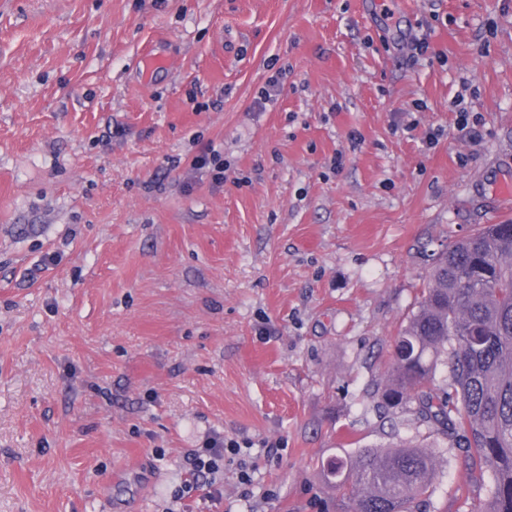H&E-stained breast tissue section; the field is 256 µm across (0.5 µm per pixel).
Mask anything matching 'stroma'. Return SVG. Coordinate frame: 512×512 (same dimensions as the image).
Masks as SVG:
<instances>
[{
    "label": "stroma",
    "mask_w": 512,
    "mask_h": 512,
    "mask_svg": "<svg viewBox=\"0 0 512 512\" xmlns=\"http://www.w3.org/2000/svg\"><path fill=\"white\" fill-rule=\"evenodd\" d=\"M504 179L512 0H0V512H166L215 434L251 481L190 512H345L321 460L397 440L471 512L372 386Z\"/></svg>",
    "instance_id": "stroma-1"
}]
</instances>
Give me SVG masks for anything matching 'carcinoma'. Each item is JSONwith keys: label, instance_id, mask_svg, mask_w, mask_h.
<instances>
[{"label": "carcinoma", "instance_id": "1", "mask_svg": "<svg viewBox=\"0 0 512 512\" xmlns=\"http://www.w3.org/2000/svg\"><path fill=\"white\" fill-rule=\"evenodd\" d=\"M397 342L400 358L374 390L378 407L414 404L423 423L464 449L472 473H492L475 512H512V224H485L434 254ZM441 365L445 387L435 384ZM322 469L353 512H419L437 465L423 446L401 442L334 456Z\"/></svg>", "mask_w": 512, "mask_h": 512}]
</instances>
